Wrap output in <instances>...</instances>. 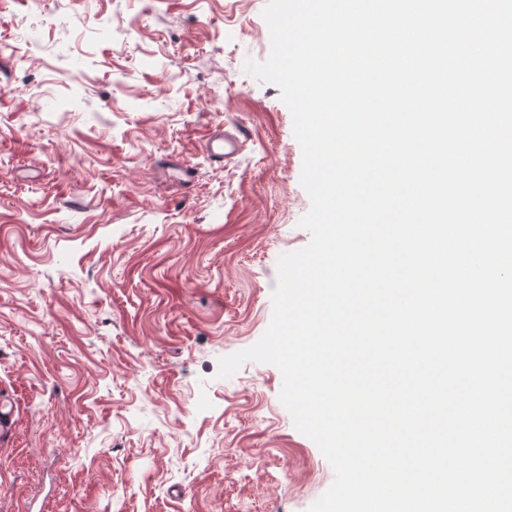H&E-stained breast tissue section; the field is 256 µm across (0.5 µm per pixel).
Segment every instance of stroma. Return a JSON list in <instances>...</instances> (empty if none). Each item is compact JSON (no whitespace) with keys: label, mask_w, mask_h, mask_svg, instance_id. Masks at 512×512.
<instances>
[{"label":"stroma","mask_w":512,"mask_h":512,"mask_svg":"<svg viewBox=\"0 0 512 512\" xmlns=\"http://www.w3.org/2000/svg\"><path fill=\"white\" fill-rule=\"evenodd\" d=\"M267 0H0V512H308L283 378L218 360L304 248ZM240 131L211 162L216 130ZM224 141L227 142L231 150L228 153H224ZM207 150L210 156V159L214 162L223 163L224 158L234 153L238 152L241 147V141L239 138L228 137L224 139V133L218 132L214 134L208 141Z\"/></svg>","instance_id":"obj_1"}]
</instances>
